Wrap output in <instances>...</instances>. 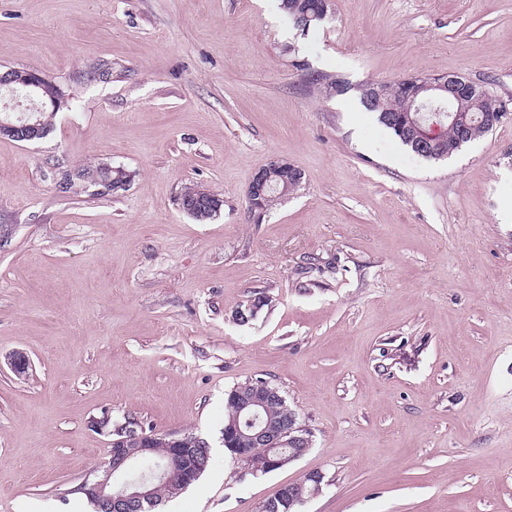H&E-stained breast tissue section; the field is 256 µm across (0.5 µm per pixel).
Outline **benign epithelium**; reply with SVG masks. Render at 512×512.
Returning a JSON list of instances; mask_svg holds the SVG:
<instances>
[{"label": "benign epithelium", "instance_id": "obj_1", "mask_svg": "<svg viewBox=\"0 0 512 512\" xmlns=\"http://www.w3.org/2000/svg\"><path fill=\"white\" fill-rule=\"evenodd\" d=\"M0 89L4 90L3 104L0 110L5 112L0 120V136L12 137L21 142H35L47 135V130L38 113L50 108L57 112L65 106L64 98L57 93V85L35 70L9 68L0 70ZM409 95L416 99L419 94L427 97L414 107V116L408 121L415 127L420 126L419 113L427 105L443 99L448 103V122L452 125L468 123V110L463 102L476 97L485 101L484 111H498V103L489 97L484 88H477L461 75L417 76L408 81ZM29 105L24 114L16 119L10 113L19 111L20 99ZM292 171L297 183H302L303 174L287 160L279 157L270 159L258 168L249 184L247 202L249 210L261 215L265 212L263 199L271 188L278 184L281 173ZM237 418L224 428L220 441L228 448L233 459L243 461L250 471L271 470L283 464V451L286 445L296 444L300 426L296 422L273 421L261 417V408L265 404L260 400L240 394L237 396ZM245 418L248 429L240 427V418ZM96 427L112 436L109 458L103 464L101 474L92 480L83 482L77 491L89 499L97 501L105 512H131L141 507L143 502L152 500L155 487L166 484L173 488L185 487L198 476L195 463L198 449L184 446V439L173 434H147L135 425L125 424L112 427V418L108 415L95 421ZM142 453H151L156 448L169 450L167 463L147 478L138 481L128 479V474L136 464L131 448ZM252 448L264 450L261 461L256 462L250 452ZM292 503V494L280 489L278 498L264 503L261 512H288Z\"/></svg>", "mask_w": 512, "mask_h": 512}]
</instances>
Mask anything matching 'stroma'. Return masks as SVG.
I'll use <instances>...</instances> for the list:
<instances>
[{
  "label": "stroma",
  "instance_id": "obj_1",
  "mask_svg": "<svg viewBox=\"0 0 512 512\" xmlns=\"http://www.w3.org/2000/svg\"><path fill=\"white\" fill-rule=\"evenodd\" d=\"M332 9L304 34L279 0H0V66L66 98L42 140L0 138V512H92L77 488L108 457L106 414L211 442L160 512H261L310 472L299 512H512V0ZM435 74L509 114L428 161L356 88ZM274 157L303 183L257 216ZM101 163L126 188L56 193ZM189 185L220 214H187ZM257 381L311 447L255 476L219 442L225 393ZM288 170L293 171L291 173L294 175L297 182L296 187H299L303 180V174L288 163L286 159L279 157L272 158L265 165L255 171L247 191V202L251 213L261 215L286 196L293 193L292 191H288V175H285L286 179H280V184L277 185L281 173L288 172ZM275 185H277V189L269 194L270 197L265 203V211L263 207V199L267 196L269 190ZM284 190H287V192L282 194L281 192Z\"/></svg>",
  "mask_w": 512,
  "mask_h": 512
}]
</instances>
